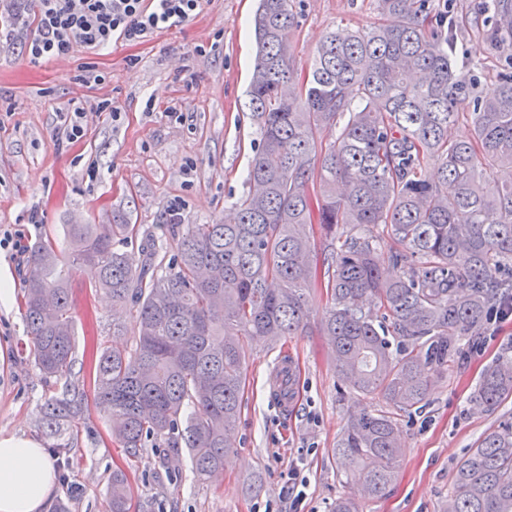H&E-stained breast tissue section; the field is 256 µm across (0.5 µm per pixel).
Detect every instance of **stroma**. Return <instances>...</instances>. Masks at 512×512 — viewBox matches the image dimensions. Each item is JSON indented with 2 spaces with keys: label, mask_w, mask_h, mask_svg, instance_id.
I'll use <instances>...</instances> for the list:
<instances>
[{
  "label": "stroma",
  "mask_w": 512,
  "mask_h": 512,
  "mask_svg": "<svg viewBox=\"0 0 512 512\" xmlns=\"http://www.w3.org/2000/svg\"><path fill=\"white\" fill-rule=\"evenodd\" d=\"M298 26L292 48L308 67L324 34L381 22L377 0H295ZM257 0H203L192 21L92 54L75 48L66 58L31 63L25 41L35 23L0 32V230H23L26 245L60 241L68 224H108L113 214L129 223L214 224L232 217L249 190L250 161L258 142L245 106L254 63L250 20ZM512 60V48L464 30L458 61L491 84ZM105 77L81 84L82 67ZM154 110H146L147 99ZM114 110L99 111L102 100ZM84 111V135L56 147L63 115ZM177 107L182 122L169 120ZM101 177L89 181L88 165ZM29 254L0 249V283L13 297L0 305V434L26 435L49 448L62 467L53 503L69 512H106L113 471H124L132 491L130 512H291L284 476L298 468L306 481L304 512H328L337 497L357 495L358 476L344 472L332 448L347 418L362 409H384L380 399L340 390L333 358L318 323L325 289L311 290V328L274 344L253 342L246 353L236 446L224 459L221 483L197 480L188 457L173 459L167 447L130 456L111 438V421L100 412L91 367L104 347H132L137 318L131 306L113 305L75 278L71 312L75 362L69 380L48 378L34 364L21 311ZM124 328L112 333L113 324ZM481 350L449 366L421 412L400 423L398 476L363 512H443L452 491L455 464L501 421L512 418V398L495 411L472 412L469 401L486 369L512 364V320L482 326ZM298 366L299 395L288 412L274 405L269 380L277 362ZM72 384L83 394V413L70 453L52 450L36 424L45 396Z\"/></svg>",
  "instance_id": "obj_1"
}]
</instances>
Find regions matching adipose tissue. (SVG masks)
<instances>
[{
    "label": "adipose tissue",
    "instance_id": "ef3b65f1",
    "mask_svg": "<svg viewBox=\"0 0 512 512\" xmlns=\"http://www.w3.org/2000/svg\"><path fill=\"white\" fill-rule=\"evenodd\" d=\"M54 486V467L39 441L0 436V512H48Z\"/></svg>",
    "mask_w": 512,
    "mask_h": 512
}]
</instances>
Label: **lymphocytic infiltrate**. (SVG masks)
<instances>
[{"instance_id":"lymphocytic-infiltrate-1","label":"lymphocytic infiltrate","mask_w":512,"mask_h":512,"mask_svg":"<svg viewBox=\"0 0 512 512\" xmlns=\"http://www.w3.org/2000/svg\"><path fill=\"white\" fill-rule=\"evenodd\" d=\"M202 0H37L38 35L25 45L30 62L63 57L82 47L140 44L156 32L195 18Z\"/></svg>"}]
</instances>
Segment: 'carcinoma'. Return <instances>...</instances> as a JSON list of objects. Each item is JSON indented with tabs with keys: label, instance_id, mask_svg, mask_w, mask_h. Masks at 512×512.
Segmentation results:
<instances>
[{
	"label": "carcinoma",
	"instance_id": "cac0c4a2",
	"mask_svg": "<svg viewBox=\"0 0 512 512\" xmlns=\"http://www.w3.org/2000/svg\"><path fill=\"white\" fill-rule=\"evenodd\" d=\"M378 4L380 25L328 32L302 74L294 0H258L250 190L229 222L170 225L177 253L165 272L151 248L133 264L123 247L145 230L119 215L65 225L63 251L50 240L31 249L22 308L44 375H71L73 275L136 311L135 348H104L94 365L100 408L118 421L113 441L133 457L163 440L176 457L187 450L199 479H219L241 414L245 343L307 329V292L320 284L330 294L320 330L340 383L391 407L350 415L332 449L360 471L362 494L380 497L397 476L399 418L425 406L512 297V75L485 87L458 63L457 31L480 16L450 18L433 0ZM492 9L489 37L512 41V0ZM465 109L470 138L448 139ZM311 224L327 242L318 267ZM367 225L381 234H364ZM381 248L399 270L391 279L374 262ZM509 397L512 365H495L471 402L489 412ZM80 412L74 389L43 402L37 422L53 447H69ZM130 496L125 472H113L109 512H129ZM444 512H512V422L455 465Z\"/></svg>",
	"mask_w": 512,
	"mask_h": 512
}]
</instances>
